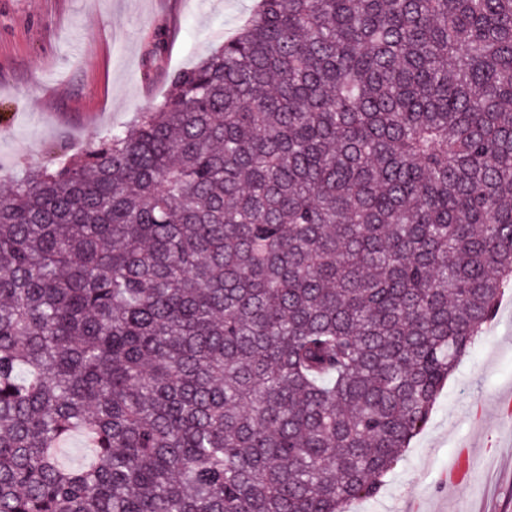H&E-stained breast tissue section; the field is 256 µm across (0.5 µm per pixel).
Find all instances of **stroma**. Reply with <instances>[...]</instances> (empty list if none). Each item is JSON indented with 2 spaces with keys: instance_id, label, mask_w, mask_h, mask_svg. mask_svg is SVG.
I'll return each mask as SVG.
<instances>
[{
  "instance_id": "stroma-1",
  "label": "stroma",
  "mask_w": 512,
  "mask_h": 512,
  "mask_svg": "<svg viewBox=\"0 0 512 512\" xmlns=\"http://www.w3.org/2000/svg\"><path fill=\"white\" fill-rule=\"evenodd\" d=\"M256 0H0V192L20 164L77 154L159 102L171 72L231 39ZM169 50L152 82L143 64L155 30ZM498 319L449 377L425 426L385 478L377 499L350 512H512V290ZM472 447L467 484L445 477L460 445Z\"/></svg>"
}]
</instances>
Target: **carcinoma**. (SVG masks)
Here are the masks:
<instances>
[{
    "label": "carcinoma",
    "instance_id": "obj_1",
    "mask_svg": "<svg viewBox=\"0 0 512 512\" xmlns=\"http://www.w3.org/2000/svg\"><path fill=\"white\" fill-rule=\"evenodd\" d=\"M510 286L512 0H259L0 195V512H345Z\"/></svg>",
    "mask_w": 512,
    "mask_h": 512
}]
</instances>
